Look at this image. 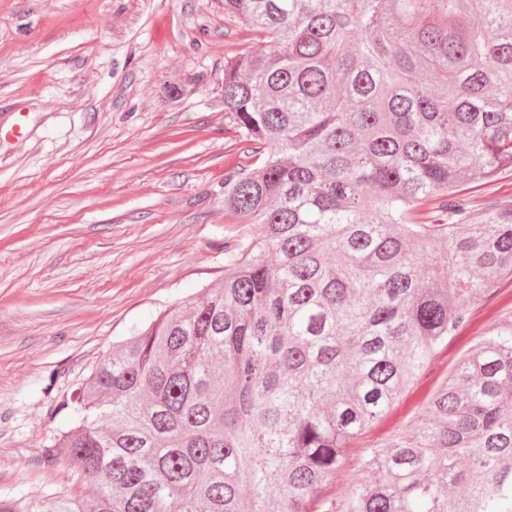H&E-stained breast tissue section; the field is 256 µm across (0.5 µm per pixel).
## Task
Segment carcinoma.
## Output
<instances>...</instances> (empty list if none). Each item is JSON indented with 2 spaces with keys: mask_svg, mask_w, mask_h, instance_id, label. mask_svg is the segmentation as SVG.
Wrapping results in <instances>:
<instances>
[{
  "mask_svg": "<svg viewBox=\"0 0 512 512\" xmlns=\"http://www.w3.org/2000/svg\"><path fill=\"white\" fill-rule=\"evenodd\" d=\"M251 144L224 172V283L100 361L49 449L70 491L0 512H512V309L411 427L365 430L512 277V0H224ZM346 481L338 497L332 487ZM458 190V194L468 199L477 212H481L489 205L511 206L512 170H503L490 183H464Z\"/></svg>",
  "mask_w": 512,
  "mask_h": 512,
  "instance_id": "obj_1",
  "label": "carcinoma"
}]
</instances>
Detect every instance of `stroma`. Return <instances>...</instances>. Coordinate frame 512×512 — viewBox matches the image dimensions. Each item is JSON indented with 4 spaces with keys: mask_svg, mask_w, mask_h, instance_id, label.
Instances as JSON below:
<instances>
[{
    "mask_svg": "<svg viewBox=\"0 0 512 512\" xmlns=\"http://www.w3.org/2000/svg\"><path fill=\"white\" fill-rule=\"evenodd\" d=\"M253 35L224 0H0V491L70 488L47 461L62 403L116 342L224 279V173L246 149L224 112V57ZM512 205V170L465 183ZM512 301L473 307L430 370L360 439L410 426Z\"/></svg>",
    "mask_w": 512,
    "mask_h": 512,
    "instance_id": "35a3bbf8",
    "label": "stroma"
}]
</instances>
